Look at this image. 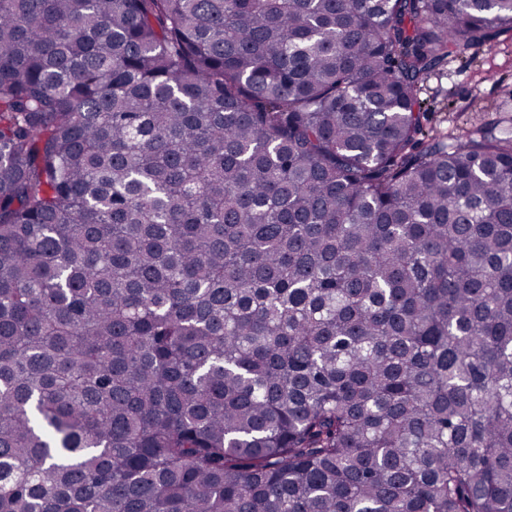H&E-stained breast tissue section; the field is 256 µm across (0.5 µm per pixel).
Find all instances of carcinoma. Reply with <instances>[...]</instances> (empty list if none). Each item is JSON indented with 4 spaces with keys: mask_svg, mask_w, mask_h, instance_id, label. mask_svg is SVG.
Returning a JSON list of instances; mask_svg holds the SVG:
<instances>
[{
    "mask_svg": "<svg viewBox=\"0 0 512 512\" xmlns=\"http://www.w3.org/2000/svg\"><path fill=\"white\" fill-rule=\"evenodd\" d=\"M512 0H0V512H512V131L426 132Z\"/></svg>",
    "mask_w": 512,
    "mask_h": 512,
    "instance_id": "1",
    "label": "carcinoma"
}]
</instances>
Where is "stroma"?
<instances>
[{
	"mask_svg": "<svg viewBox=\"0 0 512 512\" xmlns=\"http://www.w3.org/2000/svg\"><path fill=\"white\" fill-rule=\"evenodd\" d=\"M431 122L449 136L479 123H512V32L488 47H473L467 58H449L420 94Z\"/></svg>",
	"mask_w": 512,
	"mask_h": 512,
	"instance_id": "1",
	"label": "stroma"
}]
</instances>
